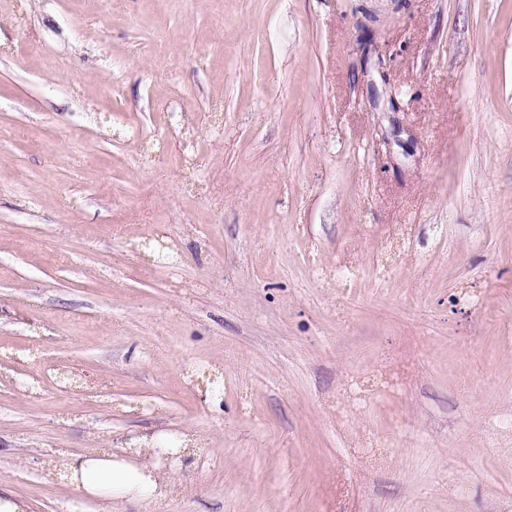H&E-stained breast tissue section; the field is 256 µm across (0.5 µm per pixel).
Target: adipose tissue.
I'll return each instance as SVG.
<instances>
[{
    "label": "adipose tissue",
    "instance_id": "ef3b65f1",
    "mask_svg": "<svg viewBox=\"0 0 512 512\" xmlns=\"http://www.w3.org/2000/svg\"><path fill=\"white\" fill-rule=\"evenodd\" d=\"M70 481L88 498L152 503L165 491L164 480L117 454H92L71 459Z\"/></svg>",
    "mask_w": 512,
    "mask_h": 512
}]
</instances>
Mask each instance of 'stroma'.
<instances>
[{"label": "stroma", "mask_w": 512, "mask_h": 512, "mask_svg": "<svg viewBox=\"0 0 512 512\" xmlns=\"http://www.w3.org/2000/svg\"><path fill=\"white\" fill-rule=\"evenodd\" d=\"M0 487L512 512V0H0ZM70 481L88 498L111 502L153 503L165 491L164 480L119 454H92L70 459Z\"/></svg>", "instance_id": "stroma-1"}]
</instances>
